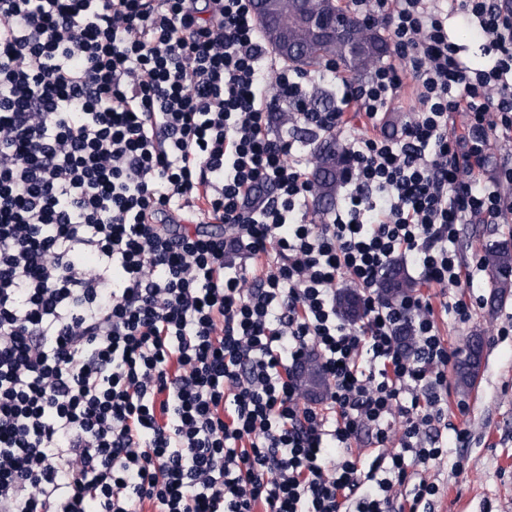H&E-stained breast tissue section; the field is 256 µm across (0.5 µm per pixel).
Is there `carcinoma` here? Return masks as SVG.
Here are the masks:
<instances>
[{"label": "carcinoma", "instance_id": "obj_1", "mask_svg": "<svg viewBox=\"0 0 512 512\" xmlns=\"http://www.w3.org/2000/svg\"><path fill=\"white\" fill-rule=\"evenodd\" d=\"M312 10L329 17L352 15V12L337 3V0H310ZM281 23L288 26L290 41L296 51L298 67H312L322 61L341 63L344 69L354 75L369 72L388 55L387 41L374 24H364L360 31L358 48L348 52L341 41L323 42L307 28L296 24L295 5L288 2V12L280 14ZM316 203L331 200L344 182L346 173L342 166L341 150L333 137L324 139L313 155ZM484 266L490 282V305L498 304L512 291V247L507 243H497L485 251ZM415 282L406 271L403 263L391 262L380 281V294L387 300H398L412 293ZM336 305L340 314L348 321L360 318L361 310L357 293L347 288L337 293ZM482 364V353L466 352L457 361L455 381L458 388L466 391L475 386ZM307 376L303 380L307 395L319 398L324 395L326 382L315 358L306 359Z\"/></svg>", "mask_w": 512, "mask_h": 512}]
</instances>
